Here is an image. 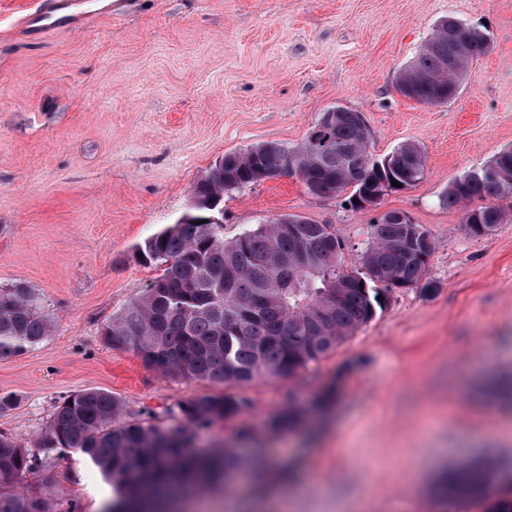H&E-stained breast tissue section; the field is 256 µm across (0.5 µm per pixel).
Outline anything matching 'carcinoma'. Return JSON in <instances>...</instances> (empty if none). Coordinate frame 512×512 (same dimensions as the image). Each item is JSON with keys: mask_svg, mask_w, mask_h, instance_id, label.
Here are the masks:
<instances>
[{"mask_svg": "<svg viewBox=\"0 0 512 512\" xmlns=\"http://www.w3.org/2000/svg\"><path fill=\"white\" fill-rule=\"evenodd\" d=\"M490 35L458 25L447 17L433 27L415 56L398 70L396 88L421 104L441 106L455 99L471 67L489 53ZM459 76L452 85L443 68ZM294 148L278 143L230 152L216 161L193 187L197 207L139 247L141 260L161 269L142 296L129 302L106 323L103 343L131 349L143 364L163 374L220 384L226 389L259 375L293 377L309 364L336 351L363 328L395 288L435 285L423 281L434 252V240L421 224L401 221L397 212L372 225V238L360 265L344 259V242L330 224L301 220L283 224L274 218L233 238L224 225L205 224L210 205L222 208L224 193L242 188L263 168L280 176L294 162L295 175L309 194L327 200L347 197L354 203L368 192L397 181L413 187L424 178L426 157L413 142L399 145L397 166L377 169L371 155V132L360 112L344 109L311 127ZM360 164L361 179L350 171ZM493 170L501 184L492 187L484 172ZM512 197V147L500 151L487 166L468 171L448 184L443 201L465 207L463 225L471 235L492 232L504 222L495 205L471 208L476 198ZM52 324L39 294L25 283L0 288V359L18 355L44 341ZM244 400L226 392L202 395L180 406L189 425L208 428L237 417ZM122 402L103 390L89 389L64 399L43 434L23 443L0 433V512H48L45 502L14 487L13 480L42 467L41 454L78 451L90 458L112 482L105 512H176L179 495L201 486L217 487L233 476L262 466L265 449L239 454L231 444L208 455L193 451L189 429L171 431L138 421L121 420ZM303 411L290 403L274 415L275 429L295 427ZM490 468L462 466L445 484L459 495L483 500L497 483Z\"/></svg>", "mask_w": 512, "mask_h": 512, "instance_id": "cac0c4a2", "label": "carcinoma"}]
</instances>
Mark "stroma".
<instances>
[{
	"label": "stroma",
	"instance_id": "stroma-1",
	"mask_svg": "<svg viewBox=\"0 0 512 512\" xmlns=\"http://www.w3.org/2000/svg\"><path fill=\"white\" fill-rule=\"evenodd\" d=\"M0 0V287L35 288L54 323L45 341L0 359V431L29 442L66 396L102 389L127 420L186 427L182 403L223 386L146 368L103 345L101 328L158 270L138 248L187 210L214 162L262 142L300 145L337 105L363 113L370 151L419 144L424 178L357 211L281 176L224 196V234L281 215L333 225L358 264L371 226L409 215L435 240L433 293L394 289L374 318L297 376L234 387L230 423L194 432L196 450L234 430L315 482L306 493L256 480L203 490L183 512H480L444 495L456 464L512 472V409L492 389L512 382V199L503 224L467 234L448 184L512 147V0ZM52 9L45 32L34 11ZM453 16L487 27L493 47L455 101L427 106L395 87L398 69ZM331 391L325 412L292 431L268 422L289 401ZM49 512L110 495L75 452H50L19 482Z\"/></svg>",
	"mask_w": 512,
	"mask_h": 512
}]
</instances>
